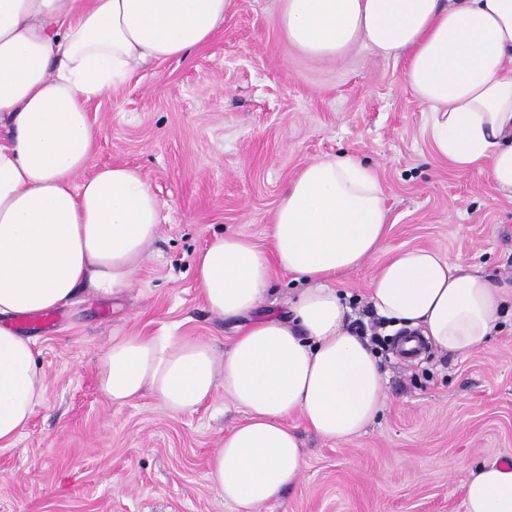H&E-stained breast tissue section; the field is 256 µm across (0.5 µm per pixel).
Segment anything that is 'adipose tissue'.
Masks as SVG:
<instances>
[{
    "label": "adipose tissue",
    "mask_w": 512,
    "mask_h": 512,
    "mask_svg": "<svg viewBox=\"0 0 512 512\" xmlns=\"http://www.w3.org/2000/svg\"><path fill=\"white\" fill-rule=\"evenodd\" d=\"M231 0H0V447H14L45 395L35 341L21 315L67 306L82 292L130 288L150 256L162 203L126 165L93 168L87 105L144 65L185 57L223 25ZM277 25L301 53L327 60L366 47L406 55L405 78L427 130L456 168L512 194V0H280ZM385 190L349 154L307 164L282 194L270 248L239 233L199 254L195 286L209 311L250 316L230 349L163 332L114 331L98 358L112 406L151 394L174 413L216 391L246 419L210 461V479L241 512L276 499L305 470L288 421L345 442L386 399L368 340L348 327L339 274L380 251ZM304 284L288 316L254 317L273 269ZM388 328L467 355L483 346L508 302L501 289L429 248L389 252L369 285ZM466 512H512V461L480 464Z\"/></svg>",
    "instance_id": "obj_1"
}]
</instances>
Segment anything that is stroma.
Returning a JSON list of instances; mask_svg holds the SVG:
<instances>
[{
	"instance_id": "obj_1",
	"label": "stroma",
	"mask_w": 512,
	"mask_h": 512,
	"mask_svg": "<svg viewBox=\"0 0 512 512\" xmlns=\"http://www.w3.org/2000/svg\"><path fill=\"white\" fill-rule=\"evenodd\" d=\"M278 8L232 0L187 58L148 64L88 104L95 166L140 169L164 204L160 233L131 288L79 295L51 323L32 315L21 327L46 394L18 444L0 447V512H236L209 463L244 413L220 391L177 415L149 395L113 409L96 363L117 329L168 330L226 351L237 328L203 303L197 254L228 232L267 246L279 198L309 162L348 152L376 171L386 249L431 248L512 290V196L436 153L404 59L365 49L309 57L280 34ZM380 263L337 279L354 312ZM379 358L387 383L376 420L333 444L292 418L306 469L257 512H465L471 468L512 459L511 312L470 355L430 345L407 358L392 337Z\"/></svg>"
}]
</instances>
